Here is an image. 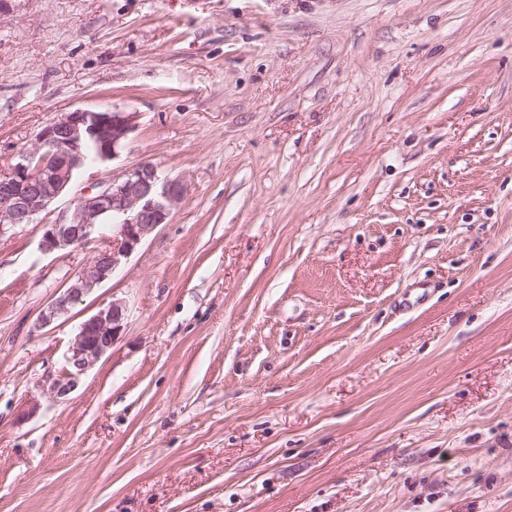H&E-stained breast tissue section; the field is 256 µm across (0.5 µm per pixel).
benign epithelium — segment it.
Returning a JSON list of instances; mask_svg holds the SVG:
<instances>
[{"label": "benign epithelium", "mask_w": 512, "mask_h": 512, "mask_svg": "<svg viewBox=\"0 0 512 512\" xmlns=\"http://www.w3.org/2000/svg\"><path fill=\"white\" fill-rule=\"evenodd\" d=\"M133 112L76 109L49 122L36 143L22 151L7 170L0 172V238L17 227L41 226L39 249L68 255L92 241L109 244L71 278L63 292L42 310L35 329H43L108 280L154 229L168 221L171 210L184 198L179 179H163L157 167L143 162L112 179L75 194L68 207L51 222L43 215L69 192L84 168L112 160L135 128ZM112 223L104 224L105 215ZM127 306L114 299L80 323L66 354L65 376L54 384L60 394L71 390L123 336Z\"/></svg>", "instance_id": "benign-epithelium-1"}]
</instances>
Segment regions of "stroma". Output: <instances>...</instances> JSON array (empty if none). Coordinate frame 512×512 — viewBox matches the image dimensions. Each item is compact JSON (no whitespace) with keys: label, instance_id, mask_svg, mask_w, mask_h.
<instances>
[{"label":"stroma","instance_id":"1","mask_svg":"<svg viewBox=\"0 0 512 512\" xmlns=\"http://www.w3.org/2000/svg\"><path fill=\"white\" fill-rule=\"evenodd\" d=\"M79 108L187 193L39 331L91 252L0 239V512H512V0H16L0 170ZM127 306L114 299L80 323L66 354L65 376L55 382L57 393L65 394L86 374L123 336Z\"/></svg>","mask_w":512,"mask_h":512}]
</instances>
